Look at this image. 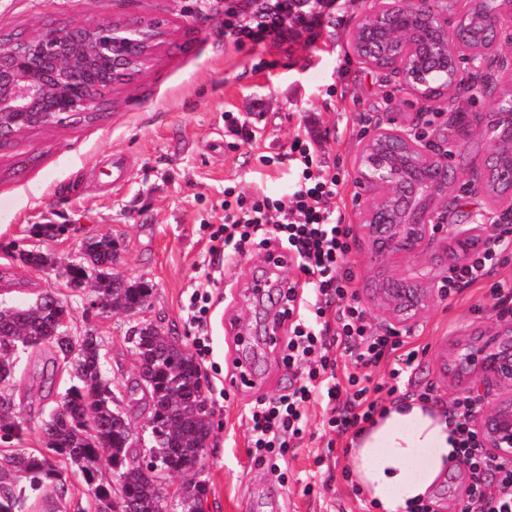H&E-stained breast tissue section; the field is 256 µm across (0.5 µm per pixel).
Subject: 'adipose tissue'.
I'll list each match as a JSON object with an SVG mask.
<instances>
[{"label": "adipose tissue", "instance_id": "obj_1", "mask_svg": "<svg viewBox=\"0 0 512 512\" xmlns=\"http://www.w3.org/2000/svg\"><path fill=\"white\" fill-rule=\"evenodd\" d=\"M454 450L444 410L414 398L388 406L358 435L349 463L378 512H406L429 499L448 474Z\"/></svg>", "mask_w": 512, "mask_h": 512}]
</instances>
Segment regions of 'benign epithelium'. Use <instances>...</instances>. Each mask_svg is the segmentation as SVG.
Listing matches in <instances>:
<instances>
[{
    "mask_svg": "<svg viewBox=\"0 0 512 512\" xmlns=\"http://www.w3.org/2000/svg\"><path fill=\"white\" fill-rule=\"evenodd\" d=\"M368 17L351 36L352 53L363 65L399 79L424 112L448 111L456 142L480 138L490 145L483 164L472 168L458 192H499L477 224H449L448 142H430L397 116L375 122L365 137L356 179L366 193L361 231L372 260L417 259L443 249L448 263L464 262L478 247L491 248L502 224L512 222V0H371ZM166 34L157 20L50 25L28 44L0 38V147L29 132L75 125L98 112L107 94L132 83L134 68L151 58ZM447 72L445 88L428 77ZM474 89L491 101L485 117H471L461 104ZM415 163L419 175L405 177L400 164ZM439 280L428 273L379 281L359 299L382 312L384 330H406L428 308ZM441 370L452 386L478 398L472 424L484 448L512 460V318L500 316L490 333L462 334L441 353ZM207 444L178 467L137 456L131 464L175 481L199 463Z\"/></svg>",
    "mask_w": 512,
    "mask_h": 512,
    "instance_id": "obj_1",
    "label": "benign epithelium"
}]
</instances>
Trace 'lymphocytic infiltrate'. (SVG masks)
Listing matches in <instances>:
<instances>
[{
	"mask_svg": "<svg viewBox=\"0 0 512 512\" xmlns=\"http://www.w3.org/2000/svg\"><path fill=\"white\" fill-rule=\"evenodd\" d=\"M294 8L293 0H278L252 23L225 20L224 34L239 46L286 40ZM314 157L313 142L301 136L282 153L262 156V163H279L294 171L290 200L265 194L247 197L235 187H225L224 222L212 233L213 257L203 263L200 288L185 308L190 325L207 331L209 290L222 278L223 255L253 249L268 257L284 254L301 273L299 279L280 282L281 299L272 319L274 327L285 330L278 341L280 361L298 370L299 380L245 410L259 465L285 456L302 440L305 407L312 400H321L329 409L327 425L337 436H356L373 424L385 405L378 396L382 390L372 384L365 367L383 360L390 364V383L384 391L391 396L411 385L418 367V350L409 348L399 332L373 329L356 298L347 261L350 231L336 201L341 180L326 166L315 164ZM508 251L512 238L502 237L491 249L457 266L446 282L445 296L484 280ZM340 352L349 356L350 370L339 371ZM476 404L475 397L464 394L455 398L448 412L456 436L455 457L465 462L469 477L460 512H512V463L495 460L483 448L470 422Z\"/></svg>",
	"mask_w": 512,
	"mask_h": 512,
	"instance_id": "1",
	"label": "lymphocytic infiltrate"
}]
</instances>
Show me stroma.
Returning a JSON list of instances; mask_svg holds the SVG:
<instances>
[{
  "mask_svg": "<svg viewBox=\"0 0 512 512\" xmlns=\"http://www.w3.org/2000/svg\"><path fill=\"white\" fill-rule=\"evenodd\" d=\"M370 0H338L339 11L311 32L280 43L236 46L224 35V13L249 20L255 0H0V35L34 34L64 22L158 18L167 36L131 87L111 94L103 117L79 125L38 129L0 151V308L34 303L51 294L72 311L70 332L94 331L104 375L115 392L128 391L136 372L129 340L138 323H154L195 353L197 332L183 310L209 256L212 228L224 222V188L246 195L288 198L293 174L263 166L259 157L283 151L295 135L317 143V159L345 181L339 202L346 224L357 227L360 189L356 163L369 118L385 112L411 119L418 106L400 82L360 64L350 53L351 31ZM256 131L249 140L247 131ZM122 184H115L116 170ZM40 224L66 225L65 233L37 234ZM89 236L112 238L113 273L148 283L152 294L140 315L87 306L90 289H75L59 267L76 260ZM53 257L57 269L23 264L24 252ZM348 262L355 290L403 273L397 260L371 265L361 246ZM263 254L232 256L214 292L208 338L213 349L199 369L213 433L198 466L184 480L203 486L207 512H362L363 504L343 478L349 440L337 438L327 410L307 408L304 438L286 456L287 480L255 464L242 418L256 398L272 397L294 381L273 350L271 326L252 283L264 271ZM512 281V257L485 282L452 297L436 295L404 332L419 347L420 366L408 388L429 390L432 402L449 405L457 395L440 370V355L467 328L494 326L499 308L492 283ZM13 377L0 382L16 417L21 440L0 441V469L15 449L44 448L43 421L62 403L67 370L48 361L45 348H19ZM249 362L256 381L242 385L233 359ZM65 494L50 484L33 486L12 475L18 512H95L81 477L63 467ZM312 494H304L305 484Z\"/></svg>",
  "mask_w": 512,
  "mask_h": 512,
  "instance_id": "35a3bbf8",
  "label": "stroma"
}]
</instances>
